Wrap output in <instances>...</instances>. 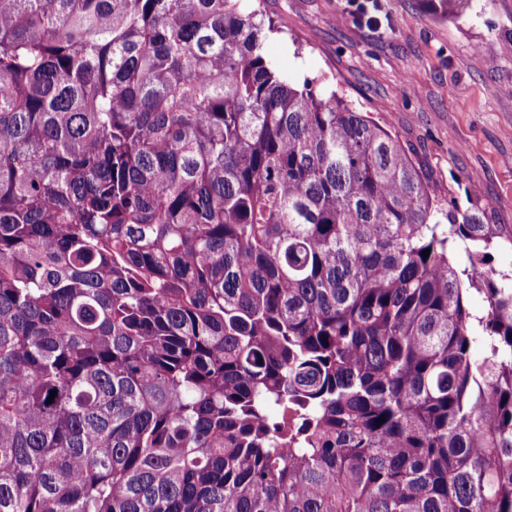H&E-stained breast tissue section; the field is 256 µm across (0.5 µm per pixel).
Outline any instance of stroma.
Returning <instances> with one entry per match:
<instances>
[{
  "instance_id": "obj_1",
  "label": "stroma",
  "mask_w": 512,
  "mask_h": 512,
  "mask_svg": "<svg viewBox=\"0 0 512 512\" xmlns=\"http://www.w3.org/2000/svg\"><path fill=\"white\" fill-rule=\"evenodd\" d=\"M378 27L332 24L346 0H267L264 52L297 85L334 91L387 130L424 176L512 227V0L443 19L424 0H380Z\"/></svg>"
}]
</instances>
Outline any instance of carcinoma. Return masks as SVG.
Masks as SVG:
<instances>
[{
    "label": "carcinoma",
    "instance_id": "obj_1",
    "mask_svg": "<svg viewBox=\"0 0 512 512\" xmlns=\"http://www.w3.org/2000/svg\"><path fill=\"white\" fill-rule=\"evenodd\" d=\"M278 32L0 0V512H512V232Z\"/></svg>",
    "mask_w": 512,
    "mask_h": 512
}]
</instances>
